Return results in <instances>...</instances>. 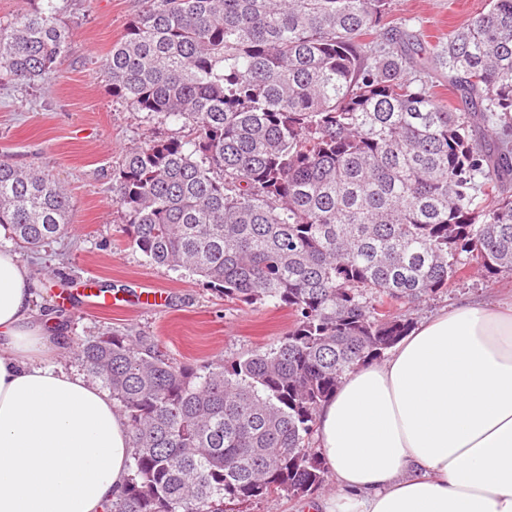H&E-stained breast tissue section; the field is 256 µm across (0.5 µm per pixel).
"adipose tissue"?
Listing matches in <instances>:
<instances>
[{
    "label": "adipose tissue",
    "instance_id": "ef3b65f1",
    "mask_svg": "<svg viewBox=\"0 0 512 512\" xmlns=\"http://www.w3.org/2000/svg\"><path fill=\"white\" fill-rule=\"evenodd\" d=\"M0 249V512H104L133 448L109 393L59 365L55 317ZM318 512H512V304H464L358 365L317 414Z\"/></svg>",
    "mask_w": 512,
    "mask_h": 512
}]
</instances>
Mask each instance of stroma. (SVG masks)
Listing matches in <instances>:
<instances>
[{
	"label": "stroma",
	"instance_id": "stroma-1",
	"mask_svg": "<svg viewBox=\"0 0 512 512\" xmlns=\"http://www.w3.org/2000/svg\"><path fill=\"white\" fill-rule=\"evenodd\" d=\"M488 0H392L384 22L428 44L485 9ZM69 49L48 80L15 84L0 73V159L37 166L69 192L68 232L38 250H23L40 288L36 313H54L67 331L60 358L83 364L73 346L106 331L148 336L175 363L194 366L268 348L292 324L285 308L248 306L225 299L184 270L147 261L126 233L123 209L112 192V170L125 151L149 140L188 137L160 114L147 115L112 95L106 59L140 7V0H56ZM120 297L107 311L79 305L71 294L86 274ZM147 288L164 292L157 306L139 302ZM512 298V276L484 279L478 270L424 300L415 321L465 302Z\"/></svg>",
	"mask_w": 512,
	"mask_h": 512
}]
</instances>
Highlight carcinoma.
<instances>
[{"mask_svg": "<svg viewBox=\"0 0 512 512\" xmlns=\"http://www.w3.org/2000/svg\"><path fill=\"white\" fill-rule=\"evenodd\" d=\"M107 67L112 96L196 130L128 150L112 171L130 242L248 305L293 316L264 350L177 365L147 336L77 344L127 420L111 512H224L328 480L317 412L411 329L399 312L465 277L512 275V0H488L427 53L385 26L391 0H141ZM54 0L0 27V69L56 72ZM433 63L464 102L431 92ZM498 127L493 148L477 137ZM71 199L0 160V226L37 249Z\"/></svg>", "mask_w": 512, "mask_h": 512, "instance_id": "cac0c4a2", "label": "carcinoma"}]
</instances>
